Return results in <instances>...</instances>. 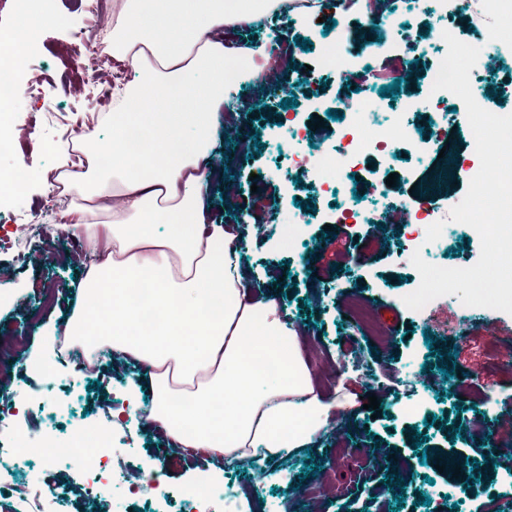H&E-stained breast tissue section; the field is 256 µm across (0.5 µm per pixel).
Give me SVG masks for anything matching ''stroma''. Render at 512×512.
Segmentation results:
<instances>
[{"label":"stroma","mask_w":512,"mask_h":512,"mask_svg":"<svg viewBox=\"0 0 512 512\" xmlns=\"http://www.w3.org/2000/svg\"><path fill=\"white\" fill-rule=\"evenodd\" d=\"M354 2L346 0L321 19L295 12L268 15L229 36L262 49L272 26H281L296 46L295 66L275 69L262 85H232L240 110L253 118L244 134L229 124L218 143L212 164L223 176L212 185V215L235 225L241 235L243 263L253 284L280 280L282 311L300 330L301 355L311 379L332 405L326 427L309 448L268 460L257 453L241 458L181 455L141 412L117 420V408L127 403L126 386L137 374L134 364L103 352L95 372L73 384L69 364L48 343L49 337L64 335L80 304L78 284L86 271L80 240L58 231L54 213L41 208L52 189L62 123L88 113L98 93L92 82L75 84L73 35H102L112 25L111 16L90 13L84 0H50V10L69 23L45 26L29 49L21 79L40 94L19 100L13 122L5 126L15 150L0 157V170L21 161L30 174L24 191L0 194V281L11 283L9 291L0 293V339H28L25 349L0 363V409H8L10 430L25 436L30 448L40 447L45 435L68 442L79 425L103 432L115 469L136 479L147 461H156L158 489L150 500L121 488L91 497L84 489V456H73L63 466L41 457L0 474V484L10 488L0 497V512H21L14 489L43 482L56 487L59 512H189L186 486L202 471L221 476L213 490L216 512H281L293 496L303 499V512H476L496 500L512 502V314L484 308L468 317L458 296L449 295L428 303L425 316L417 317L403 302L419 277L404 252L408 224L395 221L383 228L370 219L337 222L336 197L322 194L288 166L289 150L335 145L338 123L327 112L342 109L354 88L377 97L382 113L407 103L415 116V141H427L433 123L441 119L453 127L454 140L467 134L465 106L444 113L425 102L422 73L441 53L431 33L446 23L432 0H382L375 23ZM330 22L368 46L376 44L382 27L408 25L413 42L380 49L374 75L352 67L339 78L321 67ZM305 39L312 43L307 51L299 47ZM416 60L421 63L417 74L411 71ZM385 86L393 87L392 96H382ZM289 99L296 102L289 113L297 127L307 130L306 139L277 124L280 103ZM316 115L324 117L325 125L314 130L308 123ZM440 150L428 143L425 151L406 154L390 170L366 159L353 190L370 196L375 181L396 173V185L383 204L410 211L421 201L412 185H424L437 169L447 168L448 196L433 205L434 220L445 224L447 243L426 247L423 257L435 265H472L480 256V239L468 225L449 219L467 192V165L448 167ZM300 203L312 212L298 242L286 251L275 248L282 222ZM353 296L363 297L373 318L388 327V341L374 340L349 319L344 305ZM429 335L442 353L450 354L455 373L440 372L439 356H430L425 341ZM35 359L53 367L52 378L31 371ZM371 395L380 403L373 419L365 409ZM417 432L427 437L424 448L413 445ZM493 443L499 447L493 461L476 465L465 460L460 477L440 480L439 454ZM311 460L322 463V472L305 470ZM387 465L396 466L407 482L403 499L380 481ZM228 489L234 492L229 501L224 498ZM423 495L429 505L419 504Z\"/></svg>","instance_id":"stroma-1"}]
</instances>
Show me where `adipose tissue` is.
I'll return each instance as SVG.
<instances>
[{"label": "adipose tissue", "instance_id": "ef3b65f1", "mask_svg": "<svg viewBox=\"0 0 512 512\" xmlns=\"http://www.w3.org/2000/svg\"><path fill=\"white\" fill-rule=\"evenodd\" d=\"M163 29L143 26L155 0H113V132L71 183L78 201L66 234L105 252L81 284L82 301L66 343L132 359L142 371L128 400L150 391V418L178 446L266 457L309 444L330 406L317 394L299 353V331L281 315L274 290L256 289L231 225L210 218L214 133L226 85L224 66L259 79L255 50L230 47L224 29H241L283 0H165ZM147 136L127 147L130 131ZM275 370H268V363Z\"/></svg>", "mask_w": 512, "mask_h": 512}]
</instances>
